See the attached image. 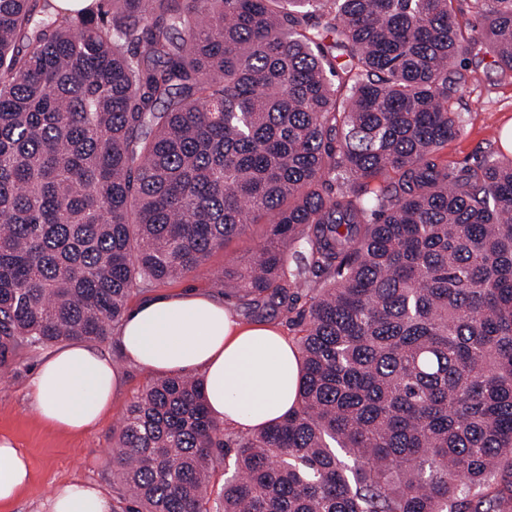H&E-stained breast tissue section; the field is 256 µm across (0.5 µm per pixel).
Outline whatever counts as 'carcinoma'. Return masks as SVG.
I'll use <instances>...</instances> for the list:
<instances>
[{"instance_id":"obj_1","label":"carcinoma","mask_w":512,"mask_h":512,"mask_svg":"<svg viewBox=\"0 0 512 512\" xmlns=\"http://www.w3.org/2000/svg\"><path fill=\"white\" fill-rule=\"evenodd\" d=\"M51 2L0 0V369L252 224L224 295L312 292L280 421L224 437L200 376L130 404L125 512H512V159L442 154L512 0Z\"/></svg>"}]
</instances>
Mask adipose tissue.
I'll return each instance as SVG.
<instances>
[{"label":"adipose tissue","instance_id":"1","mask_svg":"<svg viewBox=\"0 0 512 512\" xmlns=\"http://www.w3.org/2000/svg\"><path fill=\"white\" fill-rule=\"evenodd\" d=\"M119 340L129 362L152 373L201 371L214 417L256 432L292 410L300 374L293 344L277 326L246 323L210 296L195 291L143 300L127 313ZM122 375L98 348L56 347L31 379L33 410L69 434L96 428L112 407ZM30 480L27 459L0 437V503L15 499ZM47 512H112V503L90 485L68 484L49 498Z\"/></svg>","mask_w":512,"mask_h":512}]
</instances>
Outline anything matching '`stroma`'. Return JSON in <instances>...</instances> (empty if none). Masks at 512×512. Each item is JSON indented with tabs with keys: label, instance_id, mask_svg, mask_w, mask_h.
Returning <instances> with one entry per match:
<instances>
[{
	"label": "stroma",
	"instance_id": "stroma-1",
	"mask_svg": "<svg viewBox=\"0 0 512 512\" xmlns=\"http://www.w3.org/2000/svg\"><path fill=\"white\" fill-rule=\"evenodd\" d=\"M456 109L462 116L457 134L443 151L450 166L475 164L487 152L504 153L502 131L512 122V80L502 77L490 60L470 61L467 81L458 95ZM259 242L257 226H250L241 237L216 249L198 270L156 286L155 290H135L131 302H139L149 293L196 290L226 299L228 306L244 321L271 322L279 325L289 341L301 334L298 310L308 305L300 298L295 312L278 314L259 309L235 298H225L218 277L225 265L246 259ZM124 373V384L112 401V412L95 431L82 435L58 432L42 423L32 408L29 380L46 348L24 350L15 363L0 370V435H10L31 466L32 479L0 512H46V502L59 487L82 482L95 486L109 499H116L119 483L113 475L111 456L113 431L122 421L129 405L156 380L155 374L129 364L121 353L117 336L100 340Z\"/></svg>",
	"mask_w": 512,
	"mask_h": 512
}]
</instances>
